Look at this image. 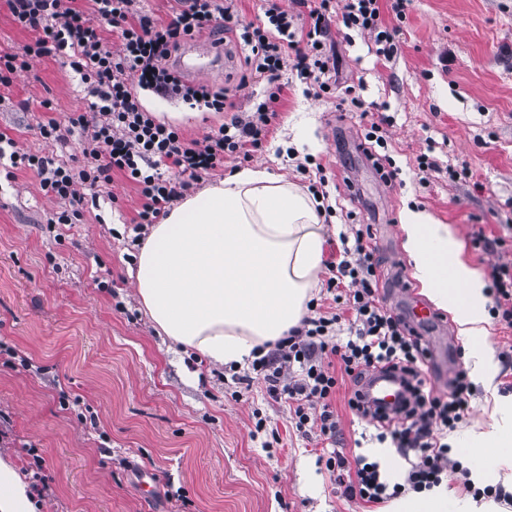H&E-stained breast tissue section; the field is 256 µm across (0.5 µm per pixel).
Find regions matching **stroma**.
Returning <instances> with one entry per match:
<instances>
[{
    "instance_id": "stroma-1",
    "label": "stroma",
    "mask_w": 512,
    "mask_h": 512,
    "mask_svg": "<svg viewBox=\"0 0 512 512\" xmlns=\"http://www.w3.org/2000/svg\"><path fill=\"white\" fill-rule=\"evenodd\" d=\"M332 39L342 86L392 118L386 152L399 169L395 185L364 154L358 113L337 118L335 98L307 94L290 71L267 142L247 162L225 161L201 187L248 165L305 188L299 164H322L326 258L339 257L347 224L371 225L386 259L387 303L402 313L426 296L392 285L396 274L414 277L401 228L407 210L448 225L463 260L482 273L512 260L470 243L473 231L503 235L512 225V0H412L388 58L360 33ZM207 44L222 50L224 68L200 83L229 88L236 112L253 111L267 84L241 83L243 45L206 30L189 47ZM45 99L60 120L90 102L69 65L36 59L0 88V132L41 150ZM424 152L438 171L418 170ZM140 204L136 185L117 174L77 223L53 224L61 203L40 193L34 174L0 170V431L8 437L0 456L23 478L43 471L49 491L37 512H363L334 493L317 434L293 431L286 407L268 404L261 383L237 390L228 367L159 333L135 288ZM489 331L493 383L474 379L469 416L449 433L479 487L497 465L471 451L470 435L491 425L493 399L512 402V374L499 360L512 348V328L493 321ZM420 332L432 353L429 379L447 390L445 367L471 368L475 348L449 336L443 319ZM256 410L271 430L255 432ZM144 478L155 483L154 497L141 493Z\"/></svg>"
}]
</instances>
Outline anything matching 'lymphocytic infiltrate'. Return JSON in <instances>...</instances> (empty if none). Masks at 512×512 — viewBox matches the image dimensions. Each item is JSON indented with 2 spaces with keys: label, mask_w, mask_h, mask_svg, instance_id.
Instances as JSON below:
<instances>
[{
  "label": "lymphocytic infiltrate",
  "mask_w": 512,
  "mask_h": 512,
  "mask_svg": "<svg viewBox=\"0 0 512 512\" xmlns=\"http://www.w3.org/2000/svg\"><path fill=\"white\" fill-rule=\"evenodd\" d=\"M15 24L35 32L22 52L0 51V87L10 86L31 60L61 57L87 87L92 101L88 112L68 113L65 120L50 117L37 125L45 142L79 135L83 163L72 167L55 158L21 149L0 133V161L11 168L33 171L41 192L64 201L53 214L55 224H72L83 214L85 189L109 183L113 175L133 181L141 197L137 225L155 224L168 215L204 175L225 159H249L260 150L278 118L276 104L283 92V71L295 68L313 77L316 94L336 85V58L328 46L330 25L367 34L376 52L391 57L397 48L400 24L410 0H294L306 9L307 23L296 26L295 16L270 0L266 23L244 26L240 38L250 53L257 76L269 90L254 111L232 114L224 124L200 139H187L171 125L157 120L141 104L138 90H150L190 106L222 112L224 91L189 84L170 61L183 44L213 21L231 22L234 0H178L172 18L160 22L141 8L142 0H92L86 11L82 0H5ZM393 22H386L385 13ZM108 22L119 39L116 50L103 47L96 19ZM389 115H378L364 135L367 152L380 178L393 183L398 170L382 149L387 143ZM353 244L343 259L329 262L328 293L337 311L315 308L287 336L254 349L241 384L263 383L269 400L286 404L297 431L317 432L336 441L342 429L336 395L349 385L346 405L358 419L376 430L378 442L390 443L407 464L402 481L389 482L380 461L356 452L334 450L322 459L342 496L378 508L409 492L420 493L454 476L462 492L512 504V492L503 486L475 487L469 469L454 457L446 439L465 421L473 385L466 370H457L448 395L427 385L430 351L420 332L387 307L380 295L383 264L370 225L351 227ZM493 319L512 328V263L493 266L490 275ZM379 371L396 375L402 388L391 407H371L363 389Z\"/></svg>",
  "instance_id": "f902f5d3"
}]
</instances>
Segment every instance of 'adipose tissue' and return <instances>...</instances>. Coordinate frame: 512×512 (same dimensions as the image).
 <instances>
[{
  "label": "adipose tissue",
  "instance_id": "1",
  "mask_svg": "<svg viewBox=\"0 0 512 512\" xmlns=\"http://www.w3.org/2000/svg\"><path fill=\"white\" fill-rule=\"evenodd\" d=\"M404 247L432 301L455 313L472 343L489 334L483 275L461 259L449 226L424 211L403 222ZM323 215L299 185L246 167L187 198L142 240L136 288L159 331L214 364H245L258 345L299 325L317 285L324 251ZM503 423L472 432L471 447L510 449L512 408L495 405ZM392 512H494L490 501L449 503L448 487L400 497ZM0 512H36L27 483L0 459Z\"/></svg>",
  "mask_w": 512,
  "mask_h": 512
}]
</instances>
